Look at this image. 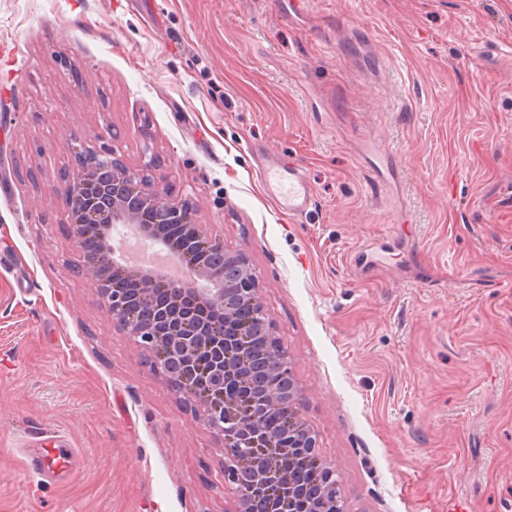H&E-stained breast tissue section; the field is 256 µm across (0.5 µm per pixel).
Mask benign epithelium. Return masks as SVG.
I'll list each match as a JSON object with an SVG mask.
<instances>
[{"instance_id":"7a95c632","label":"benign epithelium","mask_w":512,"mask_h":512,"mask_svg":"<svg viewBox=\"0 0 512 512\" xmlns=\"http://www.w3.org/2000/svg\"><path fill=\"white\" fill-rule=\"evenodd\" d=\"M79 154L85 156V163L66 176L61 189L70 214L68 233L79 251L86 237L96 236L101 254L83 262L78 272L101 285L106 312L118 330L152 356L153 369L167 379L176 394L201 403L199 419L223 436L222 479L237 497V512H347L344 502L334 496L314 502L290 494L282 500L267 490L271 482L290 489L306 484L334 490L337 474L320 460L318 436L300 418L288 352L271 330L259 297L260 279L248 255L227 249L220 237L206 236L189 202L166 196L146 178L144 171L154 160L133 169L110 146L84 147ZM123 229L180 259L187 275L172 279L161 271L127 267L113 247ZM200 249L224 255V280L202 270V264L194 259ZM131 276L147 286L149 312L144 319L129 314L130 301L119 289L104 288L108 280ZM240 301L256 309L251 327L234 325ZM209 307L224 309V327L208 319ZM253 336L266 337L262 356L282 380V387L265 391L262 402L277 407L286 401L294 412L293 426L281 437L263 432L253 384L246 382L237 367L253 356ZM300 457L316 462L309 481L295 467ZM248 466L254 478L243 484L239 473Z\"/></svg>"}]
</instances>
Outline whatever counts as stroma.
<instances>
[{
  "label": "stroma",
  "mask_w": 512,
  "mask_h": 512,
  "mask_svg": "<svg viewBox=\"0 0 512 512\" xmlns=\"http://www.w3.org/2000/svg\"><path fill=\"white\" fill-rule=\"evenodd\" d=\"M3 43L0 512L236 509L221 437L76 273L69 134L152 155L247 253L348 512H512V0H0ZM57 447L69 474L20 454ZM257 168L263 185L279 209L289 215L305 213L312 204L313 193L301 167L272 161L263 148H254Z\"/></svg>",
  "instance_id": "1"
}]
</instances>
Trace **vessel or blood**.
Returning <instances> with one entry per match:
<instances>
[{
	"label": "vessel or blood",
	"mask_w": 512,
	"mask_h": 512,
	"mask_svg": "<svg viewBox=\"0 0 512 512\" xmlns=\"http://www.w3.org/2000/svg\"><path fill=\"white\" fill-rule=\"evenodd\" d=\"M254 154L262 183L278 208L292 215L305 213L312 204L313 193L302 168L272 161L265 150L259 147L255 148ZM73 455L74 451L70 448H45L30 458L29 465L38 471L45 469L47 463L52 462L58 470L64 471L70 467Z\"/></svg>",
	"instance_id": "1"
}]
</instances>
